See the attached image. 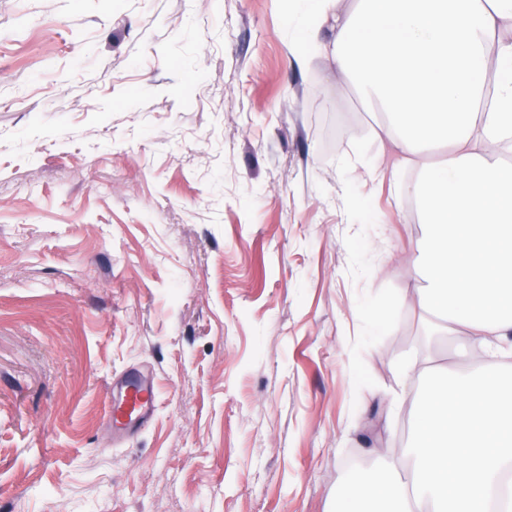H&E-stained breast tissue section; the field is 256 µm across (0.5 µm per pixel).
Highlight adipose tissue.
Returning <instances> with one entry per match:
<instances>
[{"mask_svg": "<svg viewBox=\"0 0 512 512\" xmlns=\"http://www.w3.org/2000/svg\"><path fill=\"white\" fill-rule=\"evenodd\" d=\"M290 0L304 50L327 60L379 112L391 166L368 165L409 196L424 231L413 300L462 326L475 348L512 339V0ZM494 58V82L486 60ZM443 146L445 161L430 160ZM413 179H406V172Z\"/></svg>", "mask_w": 512, "mask_h": 512, "instance_id": "ef3b65f1", "label": "adipose tissue"}]
</instances>
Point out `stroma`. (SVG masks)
Wrapping results in <instances>:
<instances>
[{
    "label": "stroma",
    "mask_w": 512,
    "mask_h": 512,
    "mask_svg": "<svg viewBox=\"0 0 512 512\" xmlns=\"http://www.w3.org/2000/svg\"><path fill=\"white\" fill-rule=\"evenodd\" d=\"M377 120L286 0H0V512H331L401 455L396 359L489 357L409 294L413 201L347 178ZM153 404L152 389L140 377L128 379L121 398L117 402L110 399L106 405L113 431L126 432L134 425L144 423Z\"/></svg>",
    "instance_id": "35a3bbf8"
}]
</instances>
